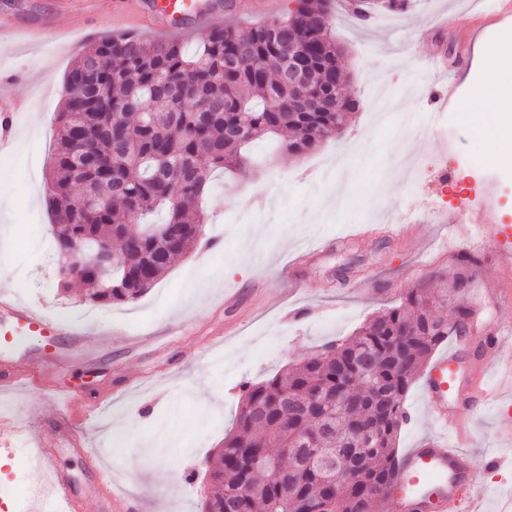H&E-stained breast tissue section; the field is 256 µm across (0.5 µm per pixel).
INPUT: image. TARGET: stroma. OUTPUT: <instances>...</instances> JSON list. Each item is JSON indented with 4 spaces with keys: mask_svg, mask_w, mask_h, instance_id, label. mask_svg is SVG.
Returning <instances> with one entry per match:
<instances>
[{
    "mask_svg": "<svg viewBox=\"0 0 512 512\" xmlns=\"http://www.w3.org/2000/svg\"><path fill=\"white\" fill-rule=\"evenodd\" d=\"M130 7L129 0H71L63 13L59 0H0V25L66 30L55 45L0 49V72L27 102L16 151L0 155V294L102 333L89 356L60 349L48 388H0V413L34 426L43 451L76 485L77 512H106L110 490L138 495L146 487L166 500L146 498L141 512H202L211 490L205 462L234 424L241 384L268 380L322 344L352 336L410 289L439 287L456 253L481 261L466 292L481 324L512 325V297L478 294L482 284L512 290L504 242L477 233L464 242L452 232L459 217L483 223L489 187L498 223L512 225V168L495 161L480 127L464 116L440 133L427 94L454 82L466 105L481 81L474 41L512 37V18L487 26L475 0H408L405 11L385 13L365 30L339 12L331 36L344 50L348 90L364 105L385 85L396 101L386 119L373 122L362 108L341 135L298 157L254 143L253 165L218 175L203 201V236L223 250L205 243L135 302L101 307L83 301L80 285L62 286L45 175L65 72L98 38L132 32ZM248 207L251 221L226 223ZM396 211L412 221L386 233ZM231 266L248 276L225 275ZM126 328L157 341L128 347L118 337ZM51 389L95 405L81 432L98 458L71 451L70 410L49 400ZM511 403L502 395L465 415L470 472L487 490V512L512 506V438L495 427ZM404 405L413 420L401 429V451L434 432L420 385ZM47 482L15 450L0 449V504Z\"/></svg>",
    "mask_w": 512,
    "mask_h": 512,
    "instance_id": "35a3bbf8",
    "label": "stroma"
}]
</instances>
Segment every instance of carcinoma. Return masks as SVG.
<instances>
[{"instance_id": "cac0c4a2", "label": "carcinoma", "mask_w": 512, "mask_h": 512, "mask_svg": "<svg viewBox=\"0 0 512 512\" xmlns=\"http://www.w3.org/2000/svg\"><path fill=\"white\" fill-rule=\"evenodd\" d=\"M337 8L296 0L246 30L213 28L191 55L176 39L112 35L68 70L49 173L52 234L60 253L80 240L117 245L112 269L85 264L70 276L86 301L129 303L152 288L198 242L212 173L245 169L252 142L288 130L285 150L300 156L343 131L359 104L329 34ZM299 43L312 54V111L273 65ZM157 209L163 222L142 223ZM480 265L459 253L436 296L413 288L348 339L243 383L234 429L209 459L216 492L204 512H384L405 395L464 327L453 305Z\"/></svg>"}]
</instances>
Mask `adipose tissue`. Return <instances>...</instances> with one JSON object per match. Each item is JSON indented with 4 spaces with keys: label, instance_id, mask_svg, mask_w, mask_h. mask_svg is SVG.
I'll use <instances>...</instances> for the list:
<instances>
[{
    "label": "adipose tissue",
    "instance_id": "obj_1",
    "mask_svg": "<svg viewBox=\"0 0 512 512\" xmlns=\"http://www.w3.org/2000/svg\"><path fill=\"white\" fill-rule=\"evenodd\" d=\"M481 57L487 66L483 86L475 98V121L486 130L489 145L495 149L505 135L512 133V39L484 45Z\"/></svg>",
    "mask_w": 512,
    "mask_h": 512
}]
</instances>
